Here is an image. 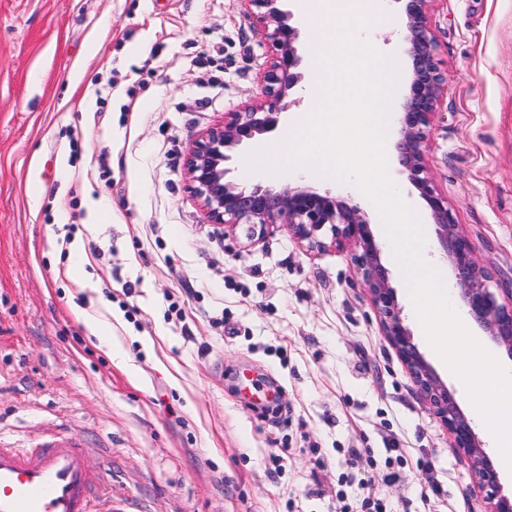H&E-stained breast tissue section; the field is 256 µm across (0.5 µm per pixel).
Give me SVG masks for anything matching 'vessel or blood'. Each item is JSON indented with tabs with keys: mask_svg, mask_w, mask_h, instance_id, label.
<instances>
[{
	"mask_svg": "<svg viewBox=\"0 0 512 512\" xmlns=\"http://www.w3.org/2000/svg\"><path fill=\"white\" fill-rule=\"evenodd\" d=\"M112 489L69 440L0 447V512H112Z\"/></svg>",
	"mask_w": 512,
	"mask_h": 512,
	"instance_id": "vessel-or-blood-1",
	"label": "vessel or blood"
}]
</instances>
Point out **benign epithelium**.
<instances>
[{
  "label": "benign epithelium",
  "instance_id": "7a95c632",
  "mask_svg": "<svg viewBox=\"0 0 512 512\" xmlns=\"http://www.w3.org/2000/svg\"><path fill=\"white\" fill-rule=\"evenodd\" d=\"M246 2L258 9L256 21L273 48L262 74L261 97L227 113L224 123L193 141L186 159L191 191L212 223L243 226L250 239L263 237L275 224H286L292 235L310 249H323L329 242H348L361 249L358 266L383 335L408 369L424 401L448 429L455 447L471 459L475 482L488 505L486 512H512V493L503 492L492 457L405 324L366 208L342 192H320L290 183L280 188L259 183L242 186L230 177L229 163L234 153L280 129L290 96L304 79L298 49L301 28L286 9L288 0ZM393 2L401 5L402 41L411 63L397 117L395 160L429 208L438 248L454 270L468 314L512 358V296L501 300L492 291L491 275L478 264L471 241L454 223L448 202L438 194L428 172L426 147L446 82L430 20L433 0Z\"/></svg>",
  "mask_w": 512,
  "mask_h": 512
}]
</instances>
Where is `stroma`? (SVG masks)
Masks as SVG:
<instances>
[{"mask_svg": "<svg viewBox=\"0 0 512 512\" xmlns=\"http://www.w3.org/2000/svg\"><path fill=\"white\" fill-rule=\"evenodd\" d=\"M378 12L357 37L407 72L400 7ZM431 23L429 173L504 298L512 0H434ZM314 38L293 116L320 96ZM271 55L244 0H0V446L70 437L114 512H485L358 248L312 251L283 224L248 239L188 188L190 145L258 96ZM247 153L244 183L336 186Z\"/></svg>", "mask_w": 512, "mask_h": 512, "instance_id": "1", "label": "stroma"}]
</instances>
